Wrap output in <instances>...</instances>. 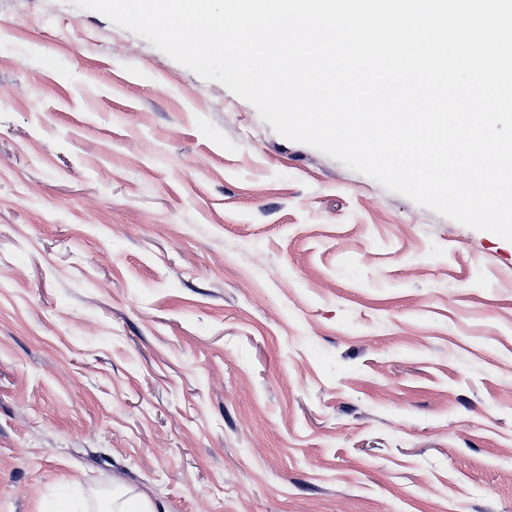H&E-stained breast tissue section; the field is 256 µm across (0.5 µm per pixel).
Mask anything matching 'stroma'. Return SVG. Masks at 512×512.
Instances as JSON below:
<instances>
[{"label":"stroma","mask_w":512,"mask_h":512,"mask_svg":"<svg viewBox=\"0 0 512 512\" xmlns=\"http://www.w3.org/2000/svg\"><path fill=\"white\" fill-rule=\"evenodd\" d=\"M512 512V242L70 0H0V512ZM101 512H157L145 498L129 495L127 492H112V498L106 502Z\"/></svg>","instance_id":"stroma-1"}]
</instances>
